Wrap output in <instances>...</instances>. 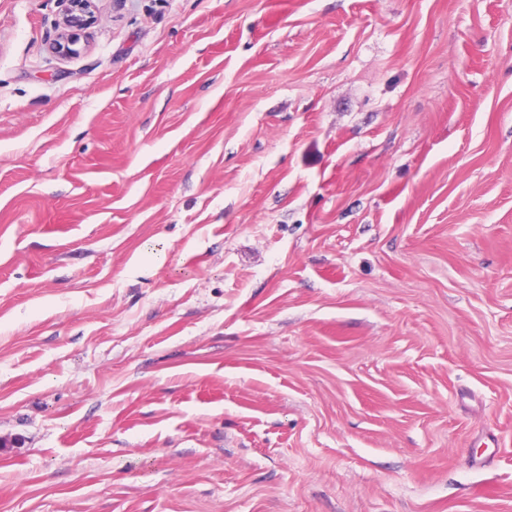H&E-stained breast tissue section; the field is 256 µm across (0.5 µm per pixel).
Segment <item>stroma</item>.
I'll use <instances>...</instances> for the list:
<instances>
[{"mask_svg": "<svg viewBox=\"0 0 512 512\" xmlns=\"http://www.w3.org/2000/svg\"><path fill=\"white\" fill-rule=\"evenodd\" d=\"M0 0V512H512V0ZM63 9L57 23L58 34L53 42L54 52L61 57L80 53L83 30L92 18V0H59Z\"/></svg>", "mask_w": 512, "mask_h": 512, "instance_id": "obj_1", "label": "stroma"}]
</instances>
